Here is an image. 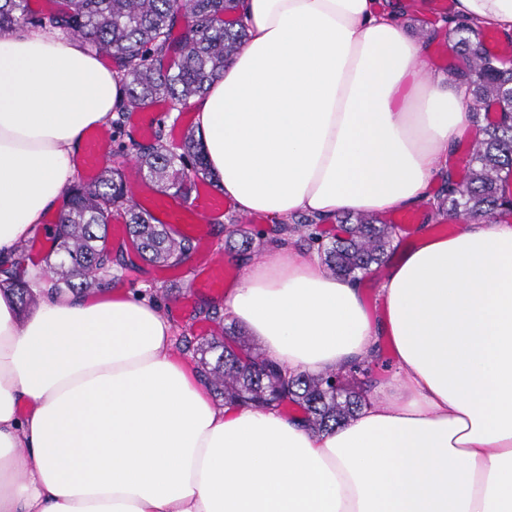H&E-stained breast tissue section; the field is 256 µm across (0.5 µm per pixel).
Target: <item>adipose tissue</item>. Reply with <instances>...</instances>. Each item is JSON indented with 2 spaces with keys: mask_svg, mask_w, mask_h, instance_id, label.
Returning a JSON list of instances; mask_svg holds the SVG:
<instances>
[{
  "mask_svg": "<svg viewBox=\"0 0 512 512\" xmlns=\"http://www.w3.org/2000/svg\"><path fill=\"white\" fill-rule=\"evenodd\" d=\"M512 34V0H455ZM247 38L194 99L207 169L233 211L333 221L418 204L473 126L466 86L380 0H242ZM117 71L80 41L0 36V256L60 211ZM367 315L318 253L270 246L224 308L292 372L391 336L397 369L345 425L315 431L215 402L173 327L124 291L0 288V512H512V222L421 234Z\"/></svg>",
  "mask_w": 512,
  "mask_h": 512,
  "instance_id": "obj_1",
  "label": "adipose tissue"
}]
</instances>
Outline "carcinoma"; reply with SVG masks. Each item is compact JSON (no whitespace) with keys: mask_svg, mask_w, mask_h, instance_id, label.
<instances>
[{"mask_svg":"<svg viewBox=\"0 0 512 512\" xmlns=\"http://www.w3.org/2000/svg\"><path fill=\"white\" fill-rule=\"evenodd\" d=\"M52 8L38 11L30 0H0V35L23 30L45 29L81 38L86 49L118 63L124 97L112 120V136L125 135V114L163 101L172 110H181L191 98L202 95L208 85L224 71V64L241 48L246 26L227 20L237 9L238 0H49ZM179 35H174L179 24ZM452 34L456 52L464 56L463 68L448 71V78L469 86L471 112L486 104L498 106L501 115L479 127V137L470 145V160L464 174L453 165L442 171L438 191L423 203L430 230H448L445 217L466 221L481 219L504 221L512 218V67L492 53L489 44L500 45L499 37L486 40L484 30L460 24ZM136 174L160 185V191L188 195L195 181L207 176L204 159L193 135L180 143L167 141L163 128L153 133L148 145L133 142ZM67 208L53 231L46 268L30 281L26 278L33 242L16 248L10 267L0 269L13 287L22 307L38 296L36 289L90 292L108 286L113 266H128L130 258L122 244H107L110 219L125 215L128 235L143 257L166 267L186 262L196 248V239L167 230L154 223L149 213L134 202L129 179L119 168H104L90 182L82 179L68 189ZM399 224H385L368 216L345 215L335 226L336 233L322 229L310 216L300 215L290 222L269 229L271 241L292 237L309 247H317L327 268L342 278L365 279L385 266ZM240 236L244 251L258 252L265 244L263 234L253 238L238 228L229 237ZM204 318L212 321L220 335L196 347L199 373L224 403L285 415L300 411L318 431L340 426L365 405L362 394L342 393L331 382L343 377L332 371L319 375L288 373L279 362L248 342L239 343L249 363H241L224 339L233 335L235 324L224 326L217 307L206 309ZM390 366L380 346L348 365L350 374L368 376L373 368Z\"/></svg>","mask_w":512,"mask_h":512,"instance_id":"carcinoma-1","label":"carcinoma"}]
</instances>
